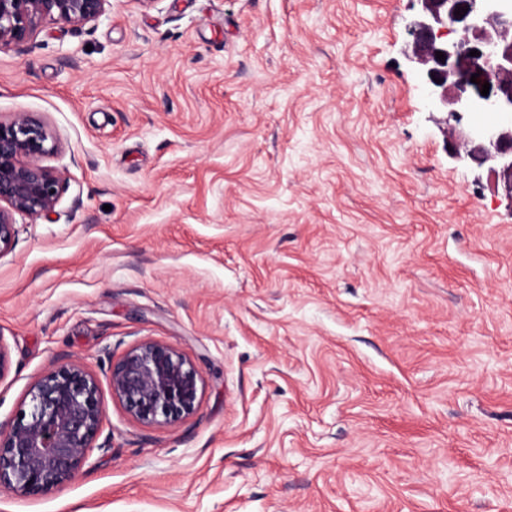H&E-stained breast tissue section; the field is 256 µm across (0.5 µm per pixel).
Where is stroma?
I'll return each instance as SVG.
<instances>
[{
	"label": "stroma",
	"mask_w": 512,
	"mask_h": 512,
	"mask_svg": "<svg viewBox=\"0 0 512 512\" xmlns=\"http://www.w3.org/2000/svg\"><path fill=\"white\" fill-rule=\"evenodd\" d=\"M418 0H110L0 49L68 185L0 257V421L136 342L202 379L0 512H512V195L409 59Z\"/></svg>",
	"instance_id": "1"
}]
</instances>
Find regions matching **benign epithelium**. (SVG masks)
Instances as JSON below:
<instances>
[{"label":"benign epithelium","instance_id":"1","mask_svg":"<svg viewBox=\"0 0 512 512\" xmlns=\"http://www.w3.org/2000/svg\"><path fill=\"white\" fill-rule=\"evenodd\" d=\"M110 0H0V48H22L45 23L74 30L98 20ZM410 26L412 60L428 79V96L456 122L472 113L512 115V0H418ZM465 10L461 15L456 10ZM459 36L443 40L448 28ZM476 50L479 55L472 56ZM442 52L445 61L436 58ZM479 74L476 82L471 76ZM489 83V94L481 95ZM59 139L32 112L0 115V257L12 252L16 216L55 212L67 187L65 172L47 166ZM463 158L493 161L512 194V125H475ZM112 399L142 426L176 424L196 413L203 380L174 346L141 340L112 362ZM27 407L0 423V489L25 496L52 494L73 481L87 462L106 414L97 376L67 359L36 380Z\"/></svg>","mask_w":512,"mask_h":512}]
</instances>
